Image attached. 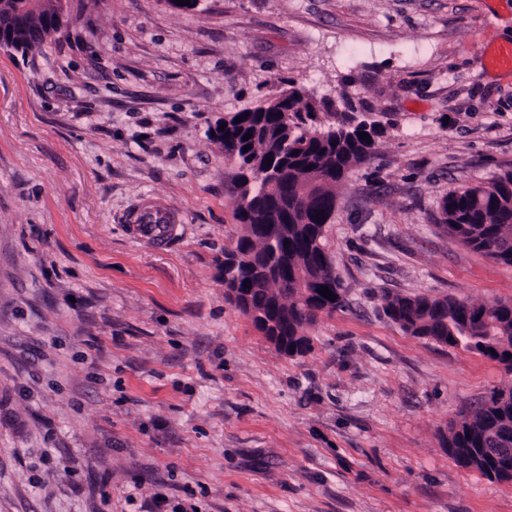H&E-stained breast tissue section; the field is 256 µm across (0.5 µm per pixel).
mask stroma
I'll list each match as a JSON object with an SVG mask.
<instances>
[{
  "mask_svg": "<svg viewBox=\"0 0 512 512\" xmlns=\"http://www.w3.org/2000/svg\"><path fill=\"white\" fill-rule=\"evenodd\" d=\"M0 49V512H512L441 446L512 377L406 335L387 294L512 300L435 224L512 169V0H62ZM369 107L326 243L349 308L280 355L224 298L236 164L213 131L287 89ZM180 235L136 241L138 203Z\"/></svg>",
  "mask_w": 512,
  "mask_h": 512,
  "instance_id": "obj_1",
  "label": "stroma"
}]
</instances>
